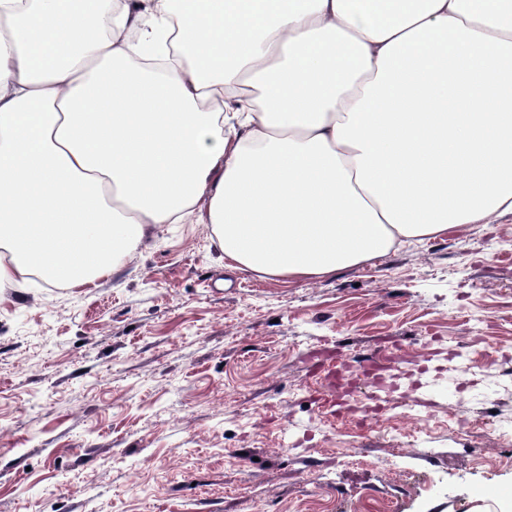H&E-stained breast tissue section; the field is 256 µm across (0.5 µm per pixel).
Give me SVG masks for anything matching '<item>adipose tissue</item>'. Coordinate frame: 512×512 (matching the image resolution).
Masks as SVG:
<instances>
[{"label": "adipose tissue", "instance_id": "obj_1", "mask_svg": "<svg viewBox=\"0 0 512 512\" xmlns=\"http://www.w3.org/2000/svg\"><path fill=\"white\" fill-rule=\"evenodd\" d=\"M100 2L0 0V288L152 224L310 279L512 214V0Z\"/></svg>", "mask_w": 512, "mask_h": 512}]
</instances>
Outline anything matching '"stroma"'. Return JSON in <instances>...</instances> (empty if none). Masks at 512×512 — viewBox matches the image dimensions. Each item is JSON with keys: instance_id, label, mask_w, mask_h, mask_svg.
Wrapping results in <instances>:
<instances>
[{"instance_id": "stroma-1", "label": "stroma", "mask_w": 512, "mask_h": 512, "mask_svg": "<svg viewBox=\"0 0 512 512\" xmlns=\"http://www.w3.org/2000/svg\"><path fill=\"white\" fill-rule=\"evenodd\" d=\"M378 350L424 368L427 432L320 411L325 353ZM488 419L512 421V215L314 279L159 224L94 284L0 288V512H502Z\"/></svg>"}]
</instances>
